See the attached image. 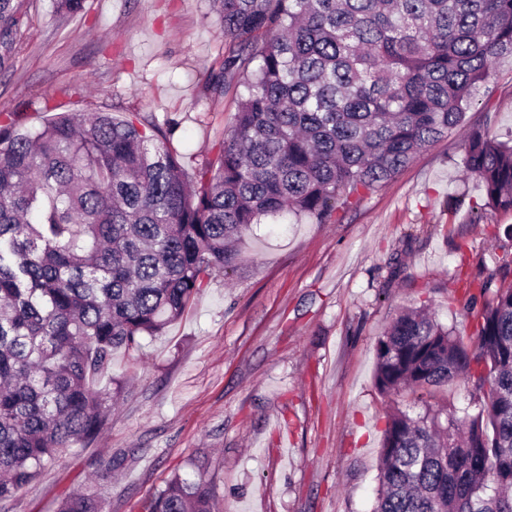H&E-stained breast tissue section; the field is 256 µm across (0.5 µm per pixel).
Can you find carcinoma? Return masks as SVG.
<instances>
[{
	"instance_id": "obj_1",
	"label": "carcinoma",
	"mask_w": 512,
	"mask_h": 512,
	"mask_svg": "<svg viewBox=\"0 0 512 512\" xmlns=\"http://www.w3.org/2000/svg\"><path fill=\"white\" fill-rule=\"evenodd\" d=\"M28 0H0V73ZM234 123L190 177L155 122L63 113L0 118V500L92 442L112 352L177 321L265 217L330 224L462 126L512 58V0H218ZM462 165L485 206L512 210V143L478 132ZM464 341L424 309L378 338L384 394L463 379L478 411L446 424L388 417L373 512H512V286L482 281ZM58 512H103L93 491ZM145 512H212L202 471L174 474Z\"/></svg>"
}]
</instances>
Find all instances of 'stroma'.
<instances>
[{
  "mask_svg": "<svg viewBox=\"0 0 512 512\" xmlns=\"http://www.w3.org/2000/svg\"><path fill=\"white\" fill-rule=\"evenodd\" d=\"M225 50L212 0H86L74 18L57 0H29L0 113L28 127L60 112L170 119L169 146L192 175L235 114L232 93L204 88ZM474 131L512 137V62L495 66L463 128L334 223L253 225L233 272L213 274L161 335L113 353L108 374L124 388L95 442L0 512H57L88 488L104 512H144L191 459L215 512H372L387 412L476 411L462 380L432 395H386L374 381L376 342L398 310L429 305L472 335L466 288L512 261V210L468 218L484 202L461 165ZM122 454L133 464L106 473Z\"/></svg>",
  "mask_w": 512,
  "mask_h": 512,
  "instance_id": "1",
  "label": "stroma"
}]
</instances>
